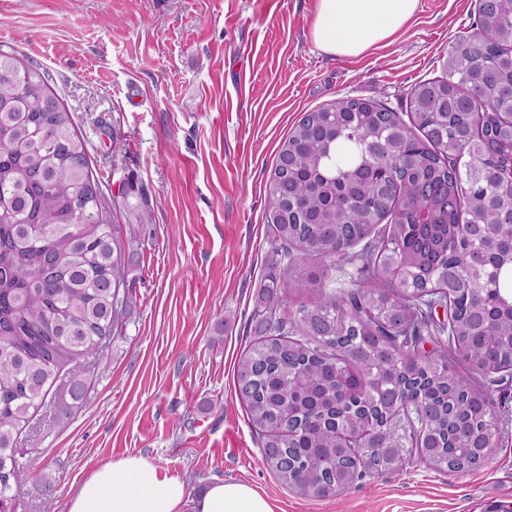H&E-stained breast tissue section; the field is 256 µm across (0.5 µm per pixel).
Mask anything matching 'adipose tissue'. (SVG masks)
I'll list each match as a JSON object with an SVG mask.
<instances>
[{
  "instance_id": "obj_1",
  "label": "adipose tissue",
  "mask_w": 512,
  "mask_h": 512,
  "mask_svg": "<svg viewBox=\"0 0 512 512\" xmlns=\"http://www.w3.org/2000/svg\"><path fill=\"white\" fill-rule=\"evenodd\" d=\"M419 0H317L311 36L325 53L354 58L403 29ZM275 512L273 503L250 485L219 480L189 499L179 476L160 475L146 456L129 454L105 463L70 495L67 512Z\"/></svg>"
}]
</instances>
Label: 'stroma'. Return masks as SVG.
<instances>
[{
    "instance_id": "obj_1",
    "label": "stroma",
    "mask_w": 512,
    "mask_h": 512,
    "mask_svg": "<svg viewBox=\"0 0 512 512\" xmlns=\"http://www.w3.org/2000/svg\"><path fill=\"white\" fill-rule=\"evenodd\" d=\"M477 0H419L386 46L340 59L311 37L316 0H0V49L50 72L74 115L120 230L143 246L133 306L86 366L69 423L57 382L16 457L35 471L14 486L18 512H67L97 466L140 453L196 499L217 479L251 485L275 512H497L512 492V375L495 385L491 461L457 475L413 461L338 496L303 498L264 463L236 389L260 286L275 273L264 222L275 155L306 112L342 97L407 110V93L441 76ZM143 189L120 203L127 178Z\"/></svg>"
}]
</instances>
